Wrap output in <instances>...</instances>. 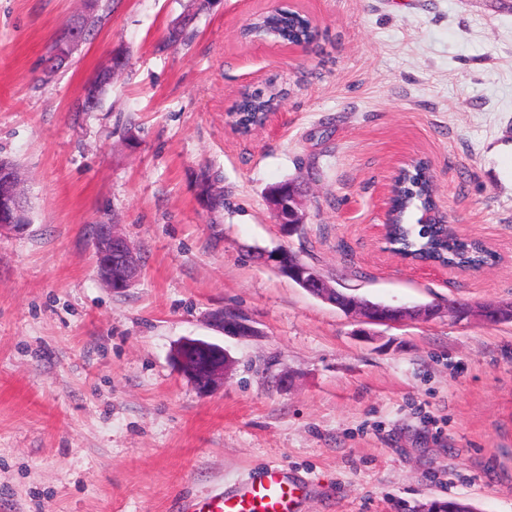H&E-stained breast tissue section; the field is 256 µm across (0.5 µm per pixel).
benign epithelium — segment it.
<instances>
[{"mask_svg":"<svg viewBox=\"0 0 512 512\" xmlns=\"http://www.w3.org/2000/svg\"><path fill=\"white\" fill-rule=\"evenodd\" d=\"M273 210L284 235L290 237L299 231L303 224L300 192L291 188L281 191ZM26 227L27 205L21 193L18 170L0 163V234H20ZM92 239L99 258L97 273L100 280L114 292L130 288L140 272V258L126 237L118 233L112 224H96L92 228ZM262 259L313 296L341 308L364 324L392 326L413 320H431L441 312L438 304L393 307L359 303L325 286L314 267L287 247L264 254ZM511 310V307L499 303L483 308L459 303H450L446 307V313L453 321L476 316L486 324L497 322ZM210 322L226 336L245 338L258 334L249 317L236 308L212 311ZM173 356L176 357L177 368L203 395L222 387L231 367V360L223 347L203 340L195 348L182 349Z\"/></svg>","mask_w":512,"mask_h":512,"instance_id":"7a95c632","label":"benign epithelium"}]
</instances>
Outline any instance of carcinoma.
<instances>
[{
	"instance_id": "cac0c4a2",
	"label": "carcinoma",
	"mask_w": 512,
	"mask_h": 512,
	"mask_svg": "<svg viewBox=\"0 0 512 512\" xmlns=\"http://www.w3.org/2000/svg\"><path fill=\"white\" fill-rule=\"evenodd\" d=\"M247 34L271 37L286 44H309L315 37V30L300 12L286 9L259 16L249 25ZM284 96V92L273 89L243 92L231 113L233 127L242 135L249 134ZM416 211L435 213L434 221L410 223L408 217ZM389 234L394 251L413 261L470 269L487 266L494 259L479 241L455 239L445 232L442 217L437 215L432 176L427 162L422 159L404 166L396 178Z\"/></svg>"
}]
</instances>
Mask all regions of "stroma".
I'll return each mask as SVG.
<instances>
[{
    "mask_svg": "<svg viewBox=\"0 0 512 512\" xmlns=\"http://www.w3.org/2000/svg\"><path fill=\"white\" fill-rule=\"evenodd\" d=\"M68 67L45 55L85 0H0V157L29 227L0 235V512H178L185 496L281 464L295 512H417L457 499L512 512V324L360 322L263 263L286 246L337 288L393 306L512 300V0H102ZM299 11L291 47L243 31ZM186 21V41L167 30ZM122 51L101 106L87 80ZM282 88L240 135L241 92ZM431 164L440 212L496 263L412 265L378 243L393 178ZM217 174L223 207L206 201ZM307 183L301 234L271 186ZM112 223L141 272L101 283L90 227ZM233 307L258 335L209 315ZM234 361L201 394L183 339ZM211 325L226 336L245 338L258 334L249 317L236 308L224 307L210 314Z\"/></svg>",
    "mask_w": 512,
    "mask_h": 512,
    "instance_id": "obj_1",
    "label": "stroma"
}]
</instances>
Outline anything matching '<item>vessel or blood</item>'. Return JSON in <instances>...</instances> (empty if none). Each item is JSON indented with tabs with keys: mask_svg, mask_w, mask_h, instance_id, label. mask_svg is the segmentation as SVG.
I'll return each instance as SVG.
<instances>
[{
	"mask_svg": "<svg viewBox=\"0 0 512 512\" xmlns=\"http://www.w3.org/2000/svg\"><path fill=\"white\" fill-rule=\"evenodd\" d=\"M301 484L290 481L279 465L267 466L256 479L247 478L224 488L182 501V512H293Z\"/></svg>",
	"mask_w": 512,
	"mask_h": 512,
	"instance_id": "vessel-or-blood-1",
	"label": "vessel or blood"
}]
</instances>
